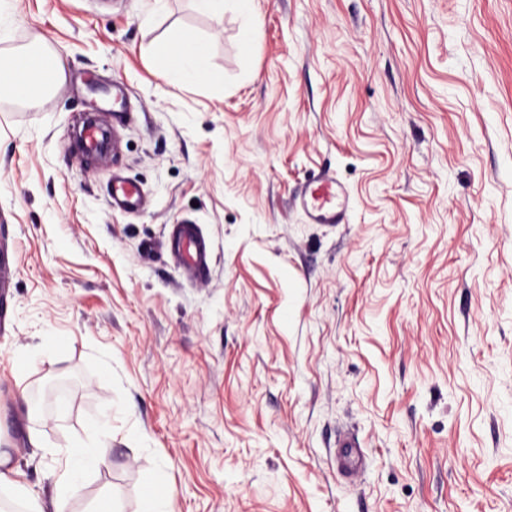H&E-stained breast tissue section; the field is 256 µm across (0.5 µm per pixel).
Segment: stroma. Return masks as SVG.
<instances>
[{
    "label": "stroma",
    "mask_w": 512,
    "mask_h": 512,
    "mask_svg": "<svg viewBox=\"0 0 512 512\" xmlns=\"http://www.w3.org/2000/svg\"><path fill=\"white\" fill-rule=\"evenodd\" d=\"M185 31L221 82L160 79ZM34 44L61 83L0 98V448L32 494L108 415L69 512H142L161 471L178 512H512V0H0V56ZM325 168L348 223L295 206ZM141 202L142 192L138 184L121 176L112 178V207L133 211L139 208ZM169 252L194 280L205 279L212 263V246L195 224H174L168 238ZM336 461L342 472L351 479L361 473L363 452L358 442L350 437L340 439L336 445Z\"/></svg>",
    "instance_id": "stroma-1"
}]
</instances>
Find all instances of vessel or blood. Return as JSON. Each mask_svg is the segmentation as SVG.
<instances>
[{
  "mask_svg": "<svg viewBox=\"0 0 512 512\" xmlns=\"http://www.w3.org/2000/svg\"><path fill=\"white\" fill-rule=\"evenodd\" d=\"M142 192L138 184L121 176L112 179V205L124 211L139 208ZM296 204L309 223L337 225L345 223L354 207L353 199L335 171L325 170L303 186ZM169 252L196 280L205 279L212 263V246L195 224L173 225L168 238ZM336 461L349 478H357L362 469L363 452L358 442L345 437L336 445Z\"/></svg>",
  "mask_w": 512,
  "mask_h": 512,
  "instance_id": "b4317fda",
  "label": "vessel or blood"
}]
</instances>
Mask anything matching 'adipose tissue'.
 Here are the masks:
<instances>
[{
  "label": "adipose tissue",
  "mask_w": 512,
  "mask_h": 512,
  "mask_svg": "<svg viewBox=\"0 0 512 512\" xmlns=\"http://www.w3.org/2000/svg\"><path fill=\"white\" fill-rule=\"evenodd\" d=\"M158 51L167 60L161 75L164 82L215 83L220 79L208 66L205 43L193 34L176 33ZM59 75L60 67L52 54L37 46L22 48L0 60V95L18 103L33 102L52 90ZM109 453L108 435L102 430L69 447L65 465L54 482L53 512H67L79 489V475L104 466Z\"/></svg>",
  "instance_id": "1"
}]
</instances>
